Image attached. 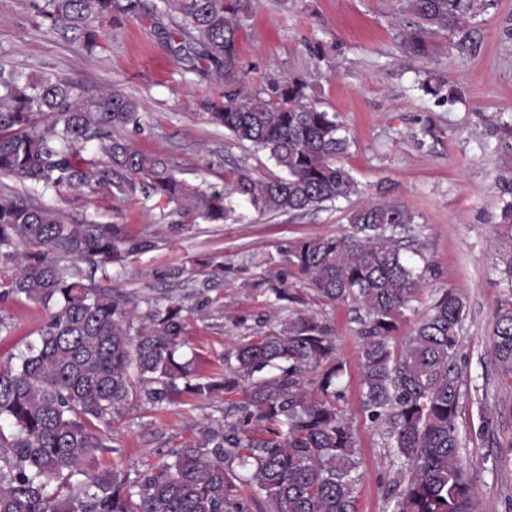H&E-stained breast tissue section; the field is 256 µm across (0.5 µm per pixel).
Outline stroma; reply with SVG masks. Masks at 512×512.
<instances>
[{"instance_id": "35a3bbf8", "label": "stroma", "mask_w": 512, "mask_h": 512, "mask_svg": "<svg viewBox=\"0 0 512 512\" xmlns=\"http://www.w3.org/2000/svg\"><path fill=\"white\" fill-rule=\"evenodd\" d=\"M177 20L171 12L153 22H101L98 46L89 52L52 32L29 0H0V65L137 100L142 127L130 133L131 143L165 158L191 184L220 187L240 168L258 177L275 173L266 151L203 121L205 104L223 88L170 52L166 33ZM412 23L402 0H254L239 31V54L253 68L255 87L305 77L310 102L338 115L350 140L343 162L360 189L350 199L299 215L241 206L223 224L179 214L162 200L122 201L107 187L65 199L48 194L44 201L76 219L116 222L134 236L149 233L153 247L112 266L109 286L137 305L166 297L187 307L183 351L195 354L197 374L211 378L223 375L224 353L233 344L288 318L289 309L272 307L262 284L281 273L298 284L285 261L295 240L348 230V212L369 199L404 202L416 215L405 254L423 277L390 344L400 349L419 314L445 289L463 292L468 394L457 419L463 457L482 512H512V393L500 380L489 340L495 308L512 302V224L502 221L512 201V0H494L466 20L465 30L478 41L463 52L456 33L430 38L426 54L409 52ZM219 265L223 280L204 288ZM306 307L331 325L344 363L340 387L361 473L356 512H393L386 488L396 469L386 427L361 408L353 306L311 299ZM1 315L13 333L0 337V355L24 349L47 320L41 306L23 300L0 301ZM223 413L220 396L159 409L131 399L112 452L99 454L97 466L137 477L144 464L158 461L159 448L190 440L201 422Z\"/></svg>"}]
</instances>
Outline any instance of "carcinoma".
I'll return each instance as SVG.
<instances>
[{"label": "carcinoma", "mask_w": 512, "mask_h": 512, "mask_svg": "<svg viewBox=\"0 0 512 512\" xmlns=\"http://www.w3.org/2000/svg\"><path fill=\"white\" fill-rule=\"evenodd\" d=\"M488 2L405 0L415 18L406 48L425 51L426 38L459 27ZM251 3L32 0L31 7L89 52L103 19L120 26L176 12L172 53L207 62L224 83L223 100L208 106L205 122L267 150L279 173L259 179L241 171L222 190H202L131 145L129 130L142 120L135 99L0 67V175L60 199L104 185L123 197L187 202L212 223L229 219L236 203L260 214H301L358 194L341 164L350 146L344 126L307 102L306 80L248 86L237 34ZM90 142L95 155L86 159ZM415 219L403 203L370 200L349 213L350 231L297 240L287 263L318 300L355 306L362 408L387 426L400 475L387 489L394 512H480L457 427L465 297L444 291L400 352L390 345L422 279L398 240ZM152 246L122 224L75 220L22 194L0 198V300L48 309L38 336L0 362V512H249L236 494L238 468L269 512H356V438L331 326L296 310L279 329L255 331L225 353L223 376L203 379L194 359L177 355L183 305L152 299L141 312L99 283L108 266ZM268 291L275 306L304 302L285 280ZM491 350L512 388V304L494 312ZM219 392L224 415L202 423L136 479L95 469L97 454L112 450L111 428L132 396L159 409Z\"/></svg>", "instance_id": "cac0c4a2"}]
</instances>
